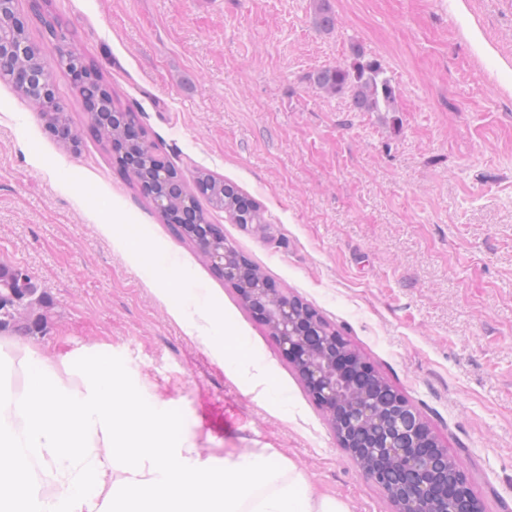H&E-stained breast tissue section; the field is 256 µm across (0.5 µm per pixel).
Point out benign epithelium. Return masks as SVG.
<instances>
[{"label":"benign epithelium","mask_w":512,"mask_h":512,"mask_svg":"<svg viewBox=\"0 0 512 512\" xmlns=\"http://www.w3.org/2000/svg\"><path fill=\"white\" fill-rule=\"evenodd\" d=\"M66 69L78 82L97 79L77 59L68 60ZM13 85L25 97L54 95L51 85H34L19 72ZM179 228L205 249L212 270L276 340L347 457L384 492L390 512H485L463 465L398 389L377 375L367 384L359 381L365 362L336 329L257 274L255 265L217 246L224 238L221 225L195 224L189 217Z\"/></svg>","instance_id":"benign-epithelium-1"}]
</instances>
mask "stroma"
Here are the masks:
<instances>
[{
  "instance_id": "1",
  "label": "stroma",
  "mask_w": 512,
  "mask_h": 512,
  "mask_svg": "<svg viewBox=\"0 0 512 512\" xmlns=\"http://www.w3.org/2000/svg\"><path fill=\"white\" fill-rule=\"evenodd\" d=\"M51 0L121 106L185 177L205 169L265 221L210 213L226 241L362 354L471 476L486 512H512V0ZM378 59L393 112L316 92L314 71ZM138 226L210 290L268 377L245 383L185 335L173 276L132 258ZM0 262L53 299L25 344L100 350L172 400L206 456L266 448L350 512H389L350 462L276 341L194 243L163 224L93 139L59 143L0 82ZM288 392L281 414L266 383Z\"/></svg>"
}]
</instances>
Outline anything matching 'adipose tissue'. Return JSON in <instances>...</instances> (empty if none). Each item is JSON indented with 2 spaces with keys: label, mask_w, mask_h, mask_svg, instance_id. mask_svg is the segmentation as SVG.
Masks as SVG:
<instances>
[{
  "label": "adipose tissue",
  "mask_w": 512,
  "mask_h": 512,
  "mask_svg": "<svg viewBox=\"0 0 512 512\" xmlns=\"http://www.w3.org/2000/svg\"><path fill=\"white\" fill-rule=\"evenodd\" d=\"M121 236L132 255L175 276L177 287L172 296V308L186 334L197 337L205 346L224 355L227 366L244 380L261 378L259 362L250 355L245 342L225 326L207 290L196 282L192 273L175 257L147 247L135 226H122Z\"/></svg>",
  "instance_id": "obj_1"
}]
</instances>
